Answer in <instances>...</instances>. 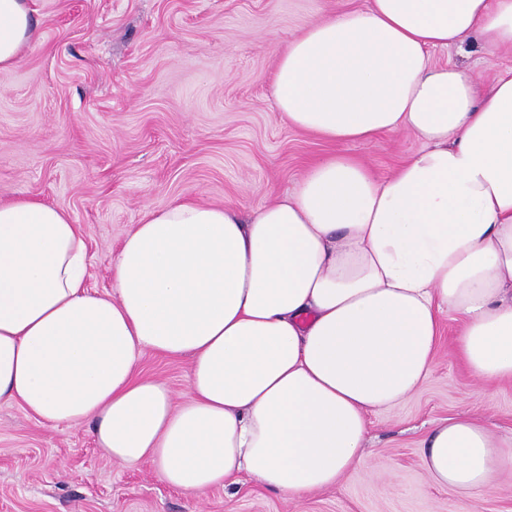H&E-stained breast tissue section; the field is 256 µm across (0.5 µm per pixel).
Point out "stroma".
<instances>
[{
    "label": "stroma",
    "mask_w": 512,
    "mask_h": 512,
    "mask_svg": "<svg viewBox=\"0 0 512 512\" xmlns=\"http://www.w3.org/2000/svg\"><path fill=\"white\" fill-rule=\"evenodd\" d=\"M366 0H30L41 36L0 72V200L35 198L83 225L90 291L111 286L123 236L154 207L191 198L241 213L290 192L332 150L380 178L420 150L405 134L333 147L290 127L273 94L277 60L305 23ZM434 57L491 80L512 54ZM432 373L407 401L370 415L368 467L293 501L242 481L189 494L150 462L101 456L90 425L46 427L0 404V512H512V470L485 492L426 474L433 421L468 416L512 436V380L479 382L440 317ZM188 358L153 352L138 372L186 390Z\"/></svg>",
    "instance_id": "35a3bbf8"
}]
</instances>
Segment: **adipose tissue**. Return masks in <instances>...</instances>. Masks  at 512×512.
Masks as SVG:
<instances>
[{"label":"adipose tissue","instance_id":"adipose-tissue-1","mask_svg":"<svg viewBox=\"0 0 512 512\" xmlns=\"http://www.w3.org/2000/svg\"><path fill=\"white\" fill-rule=\"evenodd\" d=\"M37 35L29 0H0V71ZM467 36L512 52V0H368L305 25L273 75L289 126L335 145L405 132L421 149L382 179L319 157L246 216L154 208L105 293L86 289L65 210L0 202V402L92 423L104 457L149 461L187 493L245 477L297 500L365 466L367 415L427 380L442 312L474 377L512 379V70L485 86L432 57ZM148 352L188 358L183 401L138 376ZM421 457L471 493L512 467V439L440 419Z\"/></svg>","mask_w":512,"mask_h":512}]
</instances>
